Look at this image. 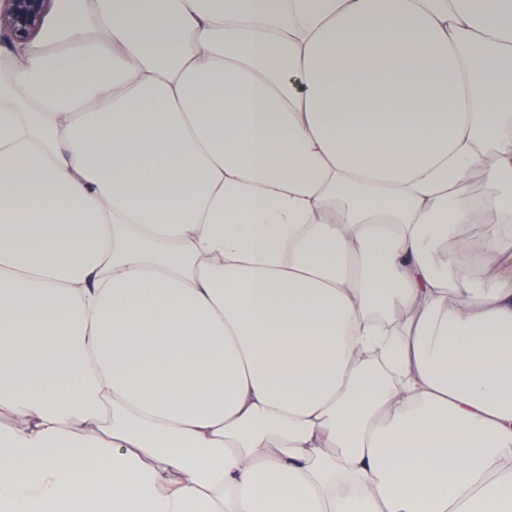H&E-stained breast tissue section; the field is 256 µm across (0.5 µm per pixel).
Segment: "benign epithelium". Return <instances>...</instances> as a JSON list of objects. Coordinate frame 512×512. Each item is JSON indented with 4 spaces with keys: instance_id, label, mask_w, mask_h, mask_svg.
Returning a JSON list of instances; mask_svg holds the SVG:
<instances>
[{
    "instance_id": "7a95c632",
    "label": "benign epithelium",
    "mask_w": 512,
    "mask_h": 512,
    "mask_svg": "<svg viewBox=\"0 0 512 512\" xmlns=\"http://www.w3.org/2000/svg\"><path fill=\"white\" fill-rule=\"evenodd\" d=\"M55 0H0V47L30 42L44 27Z\"/></svg>"
}]
</instances>
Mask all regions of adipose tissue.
<instances>
[{
    "instance_id": "ef3b65f1",
    "label": "adipose tissue",
    "mask_w": 512,
    "mask_h": 512,
    "mask_svg": "<svg viewBox=\"0 0 512 512\" xmlns=\"http://www.w3.org/2000/svg\"><path fill=\"white\" fill-rule=\"evenodd\" d=\"M56 11L0 57V512H512V0Z\"/></svg>"
}]
</instances>
